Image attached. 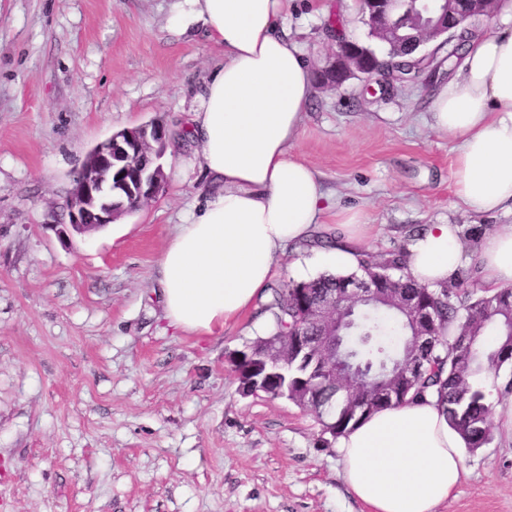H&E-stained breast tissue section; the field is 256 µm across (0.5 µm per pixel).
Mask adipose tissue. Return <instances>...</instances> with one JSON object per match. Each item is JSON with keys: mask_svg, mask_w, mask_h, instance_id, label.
<instances>
[{"mask_svg": "<svg viewBox=\"0 0 512 512\" xmlns=\"http://www.w3.org/2000/svg\"><path fill=\"white\" fill-rule=\"evenodd\" d=\"M289 0H183L172 22H201L224 62L190 112L189 132L215 187L203 207L176 225L160 255L157 287L170 327L211 336L255 308L287 245L307 239L329 201L317 173L289 153L314 95L310 64L278 22ZM431 126L456 141L455 194L473 213L512 211V18L473 39L454 75L437 88ZM336 248L323 264L354 271L369 226L336 212ZM488 288L512 287V225L481 243ZM454 224H430L411 246L407 274L437 287L462 266ZM342 478L371 512H436L464 469L460 434L436 398L377 410L338 437Z\"/></svg>", "mask_w": 512, "mask_h": 512, "instance_id": "1", "label": "adipose tissue"}]
</instances>
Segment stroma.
Returning a JSON list of instances; mask_svg holds the SVG:
<instances>
[{"instance_id":"stroma-1","label":"stroma","mask_w":512,"mask_h":512,"mask_svg":"<svg viewBox=\"0 0 512 512\" xmlns=\"http://www.w3.org/2000/svg\"><path fill=\"white\" fill-rule=\"evenodd\" d=\"M176 0H0V512H368L346 488L315 414L242 394L230 360L261 335L257 312L213 336L168 327L162 247L213 187L192 141L171 143L167 182L113 229L70 232L67 190L87 152L149 122L184 129L224 49L179 33ZM320 66L337 36L373 45L358 0H291L282 21ZM414 84L370 94L363 75L316 87L290 152L339 207L361 212L373 251L430 224L488 232L512 212H469L454 141L429 126L447 49ZM333 222L288 248L272 286L323 274ZM437 512H512V438L465 451Z\"/></svg>"}]
</instances>
